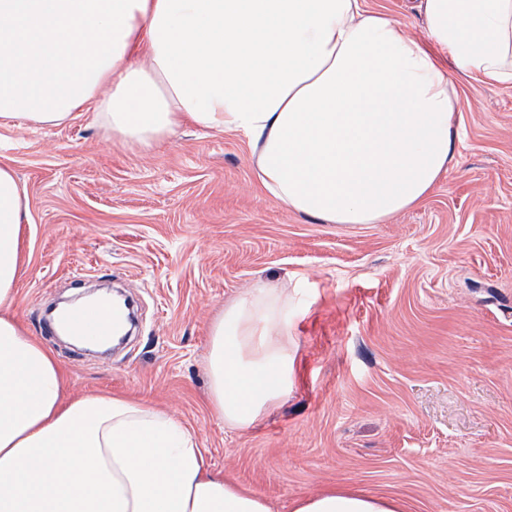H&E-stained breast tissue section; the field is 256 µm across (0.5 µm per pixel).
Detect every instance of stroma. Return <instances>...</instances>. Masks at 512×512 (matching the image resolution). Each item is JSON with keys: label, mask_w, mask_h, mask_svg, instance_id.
I'll use <instances>...</instances> for the list:
<instances>
[{"label": "stroma", "mask_w": 512, "mask_h": 512, "mask_svg": "<svg viewBox=\"0 0 512 512\" xmlns=\"http://www.w3.org/2000/svg\"><path fill=\"white\" fill-rule=\"evenodd\" d=\"M456 85L452 167L383 224L290 211L235 133L187 126L144 150L88 114L0 126V163L28 195L14 313L62 366L65 398L150 402L273 512L334 488L404 512H512V87ZM259 279L302 293L293 386L232 429L205 403L207 327ZM104 285L138 305L124 349L45 336L47 304Z\"/></svg>", "instance_id": "1"}]
</instances>
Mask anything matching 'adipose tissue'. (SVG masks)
<instances>
[{
  "instance_id": "obj_1",
  "label": "adipose tissue",
  "mask_w": 512,
  "mask_h": 512,
  "mask_svg": "<svg viewBox=\"0 0 512 512\" xmlns=\"http://www.w3.org/2000/svg\"><path fill=\"white\" fill-rule=\"evenodd\" d=\"M424 38L366 0H0V125L92 113L145 149L194 125L244 136L274 200L380 224L447 174L455 72L512 86V0H417ZM27 192L0 164V512H271L212 471L145 401L62 396L63 371L12 311ZM299 292L261 281L209 326L207 406L254 425L287 397ZM293 512H401L331 489Z\"/></svg>"
}]
</instances>
